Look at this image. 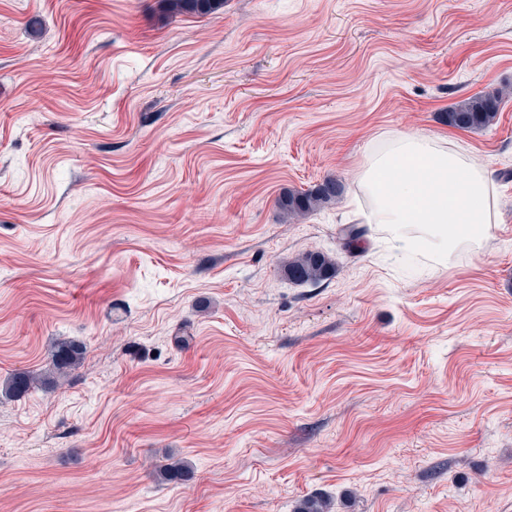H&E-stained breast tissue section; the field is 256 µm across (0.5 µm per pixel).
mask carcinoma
Returning <instances> with one entry per match:
<instances>
[{
	"instance_id": "cac0c4a2",
	"label": "carcinoma",
	"mask_w": 512,
	"mask_h": 512,
	"mask_svg": "<svg viewBox=\"0 0 512 512\" xmlns=\"http://www.w3.org/2000/svg\"><path fill=\"white\" fill-rule=\"evenodd\" d=\"M162 13L170 18L181 15L206 16L224 6V0H159ZM512 97V91L502 89L493 94L472 96L455 102L446 112L448 126L465 131L479 130L492 125L501 105ZM342 182L326 178L307 190H291L278 200L280 208L290 218L312 214L338 200L343 194ZM336 264L321 251L309 250L288 260V279L298 283L316 284L331 278ZM85 347L72 340H59L51 350L48 368L40 373L19 372L4 383L3 393L17 397L28 392L67 382L81 364ZM192 478V469L181 460L160 466L155 479L160 483H179ZM330 503L322 496L308 495L299 500L293 512H329Z\"/></svg>"
}]
</instances>
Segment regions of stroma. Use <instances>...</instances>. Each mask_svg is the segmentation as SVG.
Masks as SVG:
<instances>
[{"label":"stroma","instance_id":"obj_1","mask_svg":"<svg viewBox=\"0 0 512 512\" xmlns=\"http://www.w3.org/2000/svg\"><path fill=\"white\" fill-rule=\"evenodd\" d=\"M505 87L512 0H0V384L86 348L0 395V512H512V99L444 120ZM399 132L487 169L478 251L344 249ZM308 250L332 278L289 280ZM162 13L175 18L181 15L206 16L224 6V0H159ZM511 96V90L502 89L457 101L446 112L448 126L465 131L486 128L495 122L501 105ZM343 191L342 182L335 178H325L310 189L288 191L278 200V204L289 218H300L336 202ZM85 350L82 344L75 341L58 340L51 350L50 363L45 371L40 373L24 371L13 374L5 381L3 393L5 396L17 397L35 389L57 385L60 380L68 382L81 364ZM192 478V469L185 461L174 460L161 465L155 472V479L160 483H179Z\"/></svg>","mask_w":512,"mask_h":512}]
</instances>
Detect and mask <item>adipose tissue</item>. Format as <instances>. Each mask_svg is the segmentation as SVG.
Segmentation results:
<instances>
[{"mask_svg": "<svg viewBox=\"0 0 512 512\" xmlns=\"http://www.w3.org/2000/svg\"><path fill=\"white\" fill-rule=\"evenodd\" d=\"M361 183L372 199L363 218L378 226L389 250L448 263L489 236L488 178L463 150L395 133L369 153Z\"/></svg>", "mask_w": 512, "mask_h": 512, "instance_id": "obj_1", "label": "adipose tissue"}]
</instances>
